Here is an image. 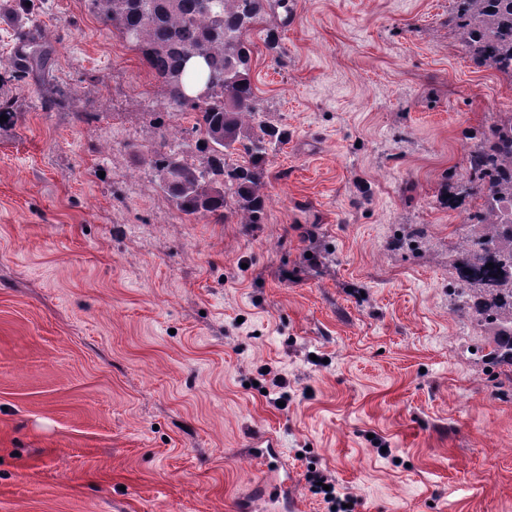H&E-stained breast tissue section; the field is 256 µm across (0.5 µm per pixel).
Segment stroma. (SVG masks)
I'll list each match as a JSON object with an SVG mask.
<instances>
[{
	"label": "stroma",
	"instance_id": "1",
	"mask_svg": "<svg viewBox=\"0 0 512 512\" xmlns=\"http://www.w3.org/2000/svg\"><path fill=\"white\" fill-rule=\"evenodd\" d=\"M451 7L266 0L249 75L288 141L244 224L162 190V126L203 159L193 116L85 0H0V512H278L263 436L301 512L315 473L353 512H512V391L451 289L476 201L440 204L512 80ZM25 37L47 78L14 71Z\"/></svg>",
	"mask_w": 512,
	"mask_h": 512
}]
</instances>
